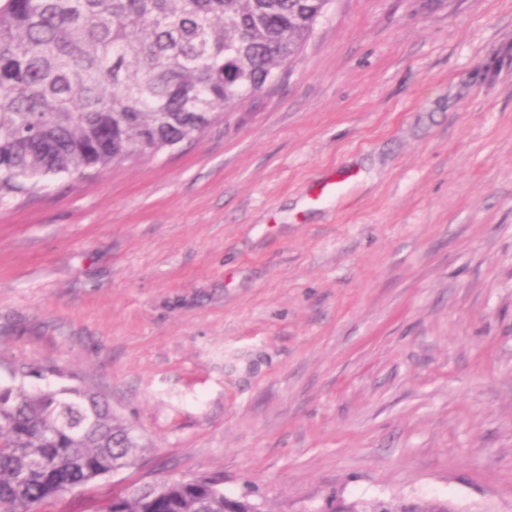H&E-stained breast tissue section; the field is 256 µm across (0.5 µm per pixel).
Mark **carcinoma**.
Wrapping results in <instances>:
<instances>
[{
  "label": "carcinoma",
  "mask_w": 512,
  "mask_h": 512,
  "mask_svg": "<svg viewBox=\"0 0 512 512\" xmlns=\"http://www.w3.org/2000/svg\"><path fill=\"white\" fill-rule=\"evenodd\" d=\"M331 0H0V201L201 136L302 54ZM0 383V512L137 465L144 446L97 393ZM100 512H267L199 478L129 484ZM334 512H454L446 502Z\"/></svg>",
  "instance_id": "1"
}]
</instances>
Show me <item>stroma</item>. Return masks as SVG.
<instances>
[{"label":"stroma","instance_id":"35a3bbf8","mask_svg":"<svg viewBox=\"0 0 512 512\" xmlns=\"http://www.w3.org/2000/svg\"><path fill=\"white\" fill-rule=\"evenodd\" d=\"M13 367L145 443L57 512L203 477L512 512V0H332L200 138L0 202Z\"/></svg>","mask_w":512,"mask_h":512}]
</instances>
